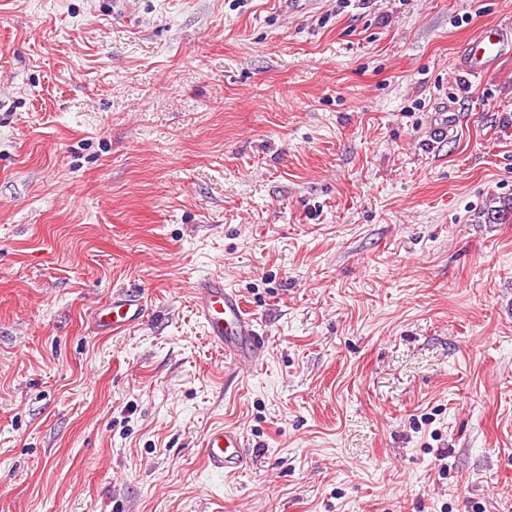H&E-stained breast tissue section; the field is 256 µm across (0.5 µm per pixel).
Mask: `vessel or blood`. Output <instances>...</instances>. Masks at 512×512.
<instances>
[{
  "instance_id": "1",
  "label": "vessel or blood",
  "mask_w": 512,
  "mask_h": 512,
  "mask_svg": "<svg viewBox=\"0 0 512 512\" xmlns=\"http://www.w3.org/2000/svg\"><path fill=\"white\" fill-rule=\"evenodd\" d=\"M504 45L501 30L489 29L470 41L465 62L473 73L488 75ZM193 307L209 342L237 361L255 363L265 352V339L244 299L235 289L225 287L220 276L200 278L192 284ZM146 306L139 291H116L108 306L93 313L95 328L101 333H116L142 321ZM202 446L207 469L215 474L241 468L243 439L232 428L214 426L207 430Z\"/></svg>"
}]
</instances>
